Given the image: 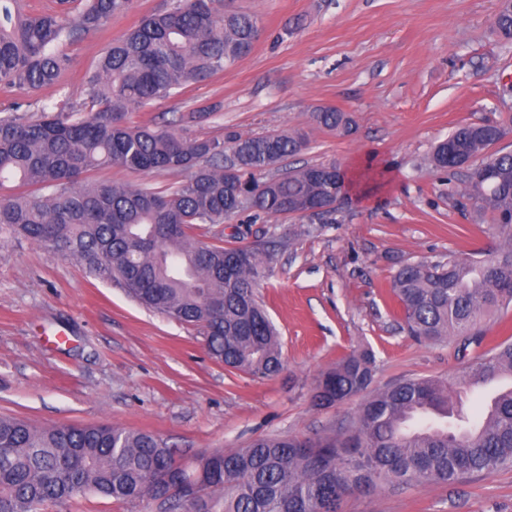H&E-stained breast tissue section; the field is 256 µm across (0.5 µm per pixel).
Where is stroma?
Returning a JSON list of instances; mask_svg holds the SVG:
<instances>
[{
    "label": "stroma",
    "instance_id": "obj_1",
    "mask_svg": "<svg viewBox=\"0 0 512 512\" xmlns=\"http://www.w3.org/2000/svg\"><path fill=\"white\" fill-rule=\"evenodd\" d=\"M168 0H132L103 32L69 44L59 84L0 85V111L84 96V77L112 39ZM501 0H233L258 14L252 51L210 80L132 113L191 138L300 130L297 164L333 162L349 188L323 219L280 215L203 224L197 238L273 248L257 288L280 333L283 368L270 379L212 358L198 329L142 307L111 279L27 241L0 235V415L37 427L110 423L152 433L182 459L279 435L323 438L352 422L363 396L317 408L319 374L372 349L373 388L408 377L449 380L512 338V309L488 314L486 338L420 342L402 328L390 283L405 263L495 249L489 216L462 197L466 170L427 158L460 123L512 117V42L495 22ZM319 107L353 120L317 126ZM49 512H157L81 494ZM343 512H512V468L451 486L415 482L354 494Z\"/></svg>",
    "mask_w": 512,
    "mask_h": 512
}]
</instances>
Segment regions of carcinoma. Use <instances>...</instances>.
Returning <instances> with one entry per match:
<instances>
[{"instance_id": "obj_1", "label": "carcinoma", "mask_w": 512, "mask_h": 512, "mask_svg": "<svg viewBox=\"0 0 512 512\" xmlns=\"http://www.w3.org/2000/svg\"><path fill=\"white\" fill-rule=\"evenodd\" d=\"M132 0H59L51 12H25L21 0H0V84L53 85L68 64L66 45L102 30ZM496 27L512 40V0ZM261 28L255 14L228 0H172L144 16L100 57L81 103L62 96L29 121L0 116V191L13 183L39 194H0V233L77 259L94 274L122 283L143 306L196 326L224 366L269 379L282 367L280 336L256 296L271 270L263 246L203 244L194 231L241 215L250 223L320 208L346 187L332 163L304 164L266 176L299 154L303 134L233 133L188 138L172 129L135 124L144 110L208 80L249 54ZM320 127L349 131L345 113H312ZM504 123H463L428 157L436 170L489 172L473 194L503 240L493 254L402 265L390 284L410 335L483 340L480 316L512 305V153L486 155ZM236 150V172L224 165ZM175 174L158 187L94 180L105 167ZM375 357L354 350L316 379L319 408L366 394L356 419L333 437L264 436L245 448L216 450L193 461L157 436L111 424L38 428L0 417V512H47L81 493L117 505L150 499L158 512H342L346 497L413 482L448 486L512 467V389L471 419L455 411L457 387L512 379V341L495 344L455 382L405 378L372 390Z\"/></svg>"}]
</instances>
